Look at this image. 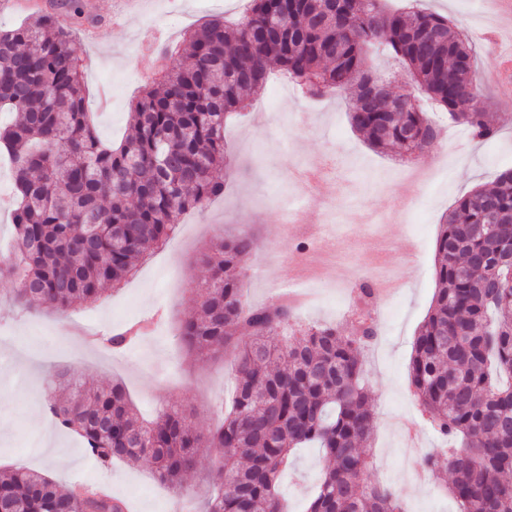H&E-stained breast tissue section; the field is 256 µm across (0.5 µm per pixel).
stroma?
Listing matches in <instances>:
<instances>
[{
    "label": "stroma",
    "mask_w": 512,
    "mask_h": 512,
    "mask_svg": "<svg viewBox=\"0 0 512 512\" xmlns=\"http://www.w3.org/2000/svg\"><path fill=\"white\" fill-rule=\"evenodd\" d=\"M89 4L98 20L82 23L77 42L94 122L108 142L128 133L131 101L156 71V53L141 45L145 30L165 28L174 44L204 20L236 18L245 8L243 0H144L140 12L117 27L112 16L122 12L123 0ZM422 5L469 34L497 137L440 138L412 159L381 152L347 123L352 93L310 98L273 72L265 90L228 121L223 197L185 213L166 246L139 261L119 288L58 315L9 302L12 284L0 279V469H34L65 490L105 484L113 496L129 499L135 512H172L186 493L203 500L213 449L200 450L196 468L175 489L160 483L147 464L101 467L43 404L64 368L101 388L122 381L145 418L175 407L201 433L214 429L233 396L234 357L197 359L184 349L178 328L194 314V287L207 274L202 252L225 234L246 231L259 242L246 264L247 303H276L284 291L303 296L288 337L325 324L350 332L359 305L368 306L375 336L362 361L374 427L365 445L366 479L389 486L404 512H459L442 481L419 483L410 473L413 460L445 442L412 393L409 363L433 303L435 241L444 217L473 187L512 169V95H503L492 77L512 30L500 19L496 0ZM378 274L386 276L388 291L377 288L363 297L362 286ZM139 324L147 327L143 337L113 355L90 344L75 348L70 336L74 326L98 334ZM327 465L316 448L291 454L280 487L291 512H303Z\"/></svg>",
    "instance_id": "stroma-1"
}]
</instances>
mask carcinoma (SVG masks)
Masks as SVG:
<instances>
[{
  "label": "carcinoma",
  "instance_id": "cac0c4a2",
  "mask_svg": "<svg viewBox=\"0 0 512 512\" xmlns=\"http://www.w3.org/2000/svg\"><path fill=\"white\" fill-rule=\"evenodd\" d=\"M371 53L401 63L412 84L448 119L483 141L498 127L485 107L473 48L448 17L383 0H250L236 22L213 19L159 58V86L133 103L131 133L104 142L85 96L73 27L49 13L0 28V154L14 171L13 248L0 279L25 307L64 313L119 284L133 262L164 243L179 216L224 195L226 118L279 69L312 95L355 90L348 121L375 149L425 152L437 128L413 94L368 68ZM257 240L220 239L202 261L197 313L182 325L188 350L232 348L238 374L231 410L208 435L165 408L146 424L124 387L67 380L47 408L102 465L150 463L182 487L200 448H214V489L203 512H288L279 493L295 448L315 444L330 465L307 512H402L380 483L365 481L360 444L373 430L361 350L371 326L343 334L312 327L284 343L288 307H254L241 277ZM512 259V170L460 197L436 239V288L419 328L409 381L448 447L422 458L436 478L447 468L460 512H512V286L499 266ZM252 341L239 345V335ZM15 512H112L110 495L82 497L25 468L0 472Z\"/></svg>",
  "mask_w": 512,
  "mask_h": 512
}]
</instances>
